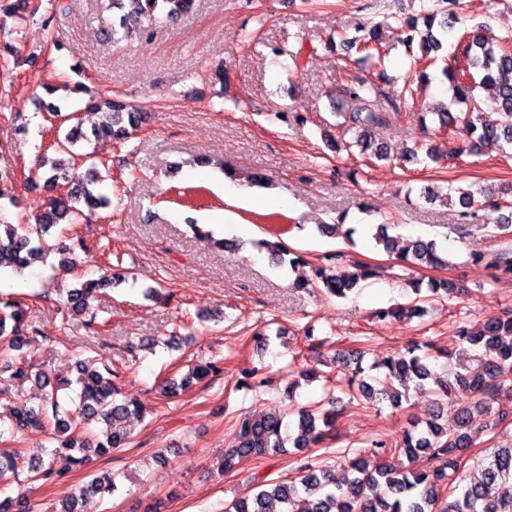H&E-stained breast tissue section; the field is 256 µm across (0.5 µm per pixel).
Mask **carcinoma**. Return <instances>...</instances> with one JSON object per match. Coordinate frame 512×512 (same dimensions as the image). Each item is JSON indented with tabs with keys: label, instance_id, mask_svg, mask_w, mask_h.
Segmentation results:
<instances>
[{
	"label": "carcinoma",
	"instance_id": "cac0c4a2",
	"mask_svg": "<svg viewBox=\"0 0 512 512\" xmlns=\"http://www.w3.org/2000/svg\"><path fill=\"white\" fill-rule=\"evenodd\" d=\"M196 0H108L106 8L112 11V27L103 38L117 44L130 31H138L150 41L153 27L191 13ZM432 6L423 15L424 29H418V18L409 17L400 22L397 41L406 48L418 43L421 57L415 74L428 78V67L436 62L430 56L444 47V33L452 28L454 8L459 0H430ZM512 35L495 44L482 33L461 36L454 50L445 58L446 73L451 91L450 104L458 106L462 120L476 133L477 148H495L505 151L512 147ZM493 85L495 96L480 100L474 96L476 83ZM336 116L342 125L355 133L353 145L360 153L379 160L388 158L387 147L375 143L372 134L389 125L398 113L381 98L375 86L364 81L344 87L335 99ZM87 110L103 113L104 120L86 133L77 113L61 115L51 110L54 117L74 122L69 132L59 140L67 149L79 140H90L103 135L121 144L132 136L139 124V113L133 111L121 97L92 96L85 105ZM98 173L89 169L67 181L66 192L53 197L33 224H6L0 218V270L24 268L51 253L60 255L59 265L72 267L75 259L70 250L48 242L50 231L68 217H79L88 212L112 207L111 198L96 184ZM458 203L465 208L464 217H476L479 201L471 192H459ZM374 240L388 254L402 262L442 266L441 256L434 241L416 240L400 248L397 240L384 225L377 227ZM255 246L264 249L272 260L295 267L304 262L279 240L261 239ZM478 261L512 274V255L497 253L490 256L475 255ZM315 280L322 283L327 294L344 298L360 282L376 274L364 263L354 270L338 272L328 264L312 269ZM131 272L110 270L97 279H87L67 291V308L77 316H84L87 328L96 324L91 310L95 294L125 281ZM427 297H416L413 303L380 312L383 318H413L425 312L419 305ZM27 309L17 302L7 301L0 309V354L20 351L30 346L34 337L28 335ZM462 344L458 361L438 372L426 362V357L414 350L391 356L378 364L385 369L384 378L374 387L361 382L358 393L368 399L387 400L399 407L410 392L431 391L440 395V409L455 416L457 428L453 431L441 423L442 415L435 414L424 423H417L393 447L382 441L373 442V452L381 457L403 454L411 462L425 457L423 468L399 469L384 460L375 466L362 457L347 462L341 471L329 470L305 456L307 448L322 443L335 427L336 415L317 406L300 407L290 414L296 415L294 424L287 423V413L270 411L259 415H246L237 424L234 445L224 450L219 468L228 473L243 458H255L273 452L294 449L299 456V475L293 479H263L255 485L256 492L237 497L226 504L225 512H268L271 501L280 503L283 512H512V495L501 493V487L512 482V446L496 448L486 458L480 476L461 487L456 473L463 461V452L475 445L471 419L475 414L485 417L481 431L494 433L500 424L512 416V410L502 404L512 403V313L490 316L476 328L459 330ZM482 350L477 358L468 359L469 350ZM218 361H209L192 369L181 380L174 378L162 382L167 396L191 380L201 381L220 374ZM121 368L103 360L96 366L91 362H76V376L66 386L74 387L75 396L69 401L75 409L65 407L58 392L61 385L52 381L44 370L35 372V383L40 395L35 407L15 411L9 419L0 418V438L5 434L30 430L45 435V439L29 449L32 481H53L66 477L75 468L86 464L90 456H105L130 442L135 424L141 421L139 402L122 391L117 383ZM464 390L471 400L461 402L456 393ZM501 408L492 411V404ZM99 424L98 432L88 433L83 424ZM117 475L105 473L88 480L79 494L62 504L59 512H81L82 499L112 495L118 490Z\"/></svg>",
	"mask_w": 512,
	"mask_h": 512
}]
</instances>
